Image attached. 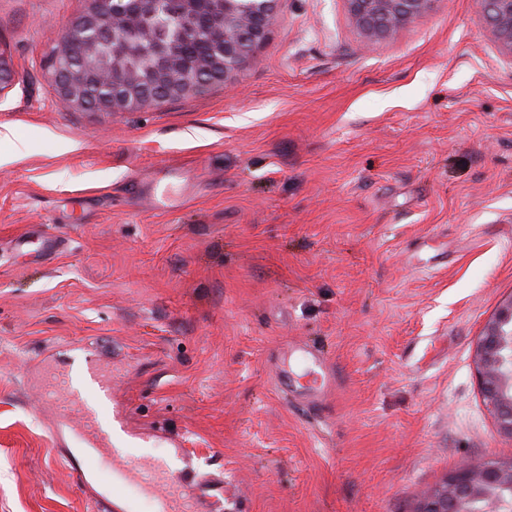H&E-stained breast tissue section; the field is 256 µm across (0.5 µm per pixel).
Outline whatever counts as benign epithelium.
<instances>
[{
  "label": "benign epithelium",
  "instance_id": "7a95c632",
  "mask_svg": "<svg viewBox=\"0 0 512 512\" xmlns=\"http://www.w3.org/2000/svg\"><path fill=\"white\" fill-rule=\"evenodd\" d=\"M51 57L54 92L65 107L127 112L160 100L231 84L235 72L267 36L277 0H89ZM369 46L423 18L434 0H346ZM492 34L512 61V0H478ZM188 32L208 50L183 61L168 28ZM149 44L155 66L132 76L130 42ZM473 360L482 393L500 431L512 439V296L486 323ZM415 512H512V458L467 465L427 492Z\"/></svg>",
  "mask_w": 512,
  "mask_h": 512
}]
</instances>
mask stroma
Returning <instances> with one entry per match:
<instances>
[{"label": "stroma", "mask_w": 512, "mask_h": 512, "mask_svg": "<svg viewBox=\"0 0 512 512\" xmlns=\"http://www.w3.org/2000/svg\"><path fill=\"white\" fill-rule=\"evenodd\" d=\"M88 7L0 0V512H106L107 453L40 394L94 363L112 447L223 478L215 512H414L512 457L472 364L512 297V61L477 0L367 51L345 0H278L234 91L128 112L56 101Z\"/></svg>", "instance_id": "35a3bbf8"}]
</instances>
